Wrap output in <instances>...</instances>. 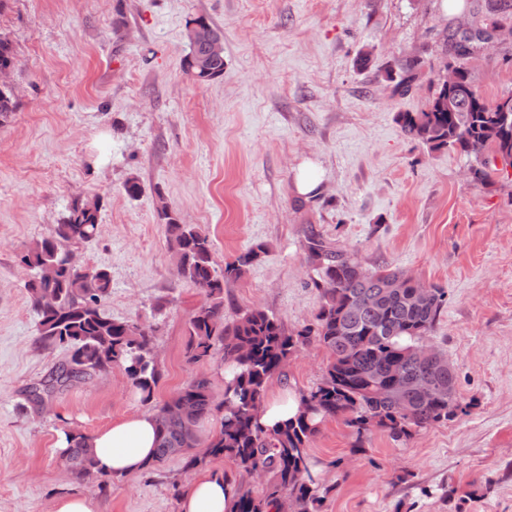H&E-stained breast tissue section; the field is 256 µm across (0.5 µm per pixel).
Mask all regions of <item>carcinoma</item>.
<instances>
[{
    "label": "carcinoma",
    "instance_id": "1",
    "mask_svg": "<svg viewBox=\"0 0 512 512\" xmlns=\"http://www.w3.org/2000/svg\"><path fill=\"white\" fill-rule=\"evenodd\" d=\"M512 29V12L486 3L484 17H465L448 31L447 64L459 73L457 84L437 82L426 107L419 112H400L396 120L403 133L431 150H458L473 158L468 172L483 185L494 182L498 159L512 168V93L489 103L473 84L464 60L489 47L487 34ZM197 53L208 56V80L224 75V56H213L205 44ZM13 45L0 35V69L13 66ZM422 64L407 59L396 90L407 93L418 78ZM17 109L15 96L0 89V124ZM165 221L167 240L181 280L204 294V301L189 319L187 360L198 363L221 354L233 367L224 381V398L215 403L208 379L196 378L156 410L157 448L154 462L179 454L184 468L195 470L209 458H227L250 477L266 478L256 492L240 483L235 512H321L324 503L319 480L311 469L309 441L318 433L319 421L342 417L357 434L353 451L373 427L386 429L396 440L407 439L429 426L448 421L461 408L456 370L440 366L433 358H421L416 350L431 334L446 303L447 292L433 287L425 303L414 305L409 295L415 283L403 288L389 284L405 273L387 266L367 268L354 254L335 247L314 230L306 234L309 258L321 292L322 305L313 325L290 334L274 316L260 308L250 309L224 322V284L243 277L266 248L256 244L217 271L209 236L192 224H182L168 206L158 211ZM100 202L76 199L56 224L54 234L35 241L22 261L36 270L27 285L31 310L36 317L39 341L46 346L65 345L70 358L53 368L43 380L26 390V400L40 405L45 398L85 381L114 366L146 402L153 396L161 373L153 355L154 329L135 321L108 315L104 301L112 278L103 268L76 266L65 259L66 250L90 243L97 237ZM52 295L54 307L42 299ZM311 341L323 346L330 358L325 375L315 387L303 391L297 416L277 432L264 430L256 420L270 379L283 373L288 358ZM429 380L430 392L421 394L411 384ZM391 381L403 387L394 399ZM195 407L184 419L178 412L181 399ZM219 413L220 428L205 450L188 455L199 445L198 428ZM62 457L77 480L91 478L94 470L88 435L65 432Z\"/></svg>",
    "mask_w": 512,
    "mask_h": 512
}]
</instances>
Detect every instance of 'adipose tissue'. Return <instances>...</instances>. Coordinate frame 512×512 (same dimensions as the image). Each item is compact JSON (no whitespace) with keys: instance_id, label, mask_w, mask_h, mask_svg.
Returning a JSON list of instances; mask_svg holds the SVG:
<instances>
[{"instance_id":"adipose-tissue-1","label":"adipose tissue","mask_w":512,"mask_h":512,"mask_svg":"<svg viewBox=\"0 0 512 512\" xmlns=\"http://www.w3.org/2000/svg\"><path fill=\"white\" fill-rule=\"evenodd\" d=\"M156 414L143 412L91 435L96 471L127 477L144 470L156 446ZM235 485L223 472L205 471L191 479L179 499V512H234Z\"/></svg>"}]
</instances>
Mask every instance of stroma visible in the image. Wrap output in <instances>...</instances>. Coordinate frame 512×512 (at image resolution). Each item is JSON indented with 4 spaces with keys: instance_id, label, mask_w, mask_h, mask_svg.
<instances>
[{
    "instance_id": "35a3bbf8",
    "label": "stroma",
    "mask_w": 512,
    "mask_h": 512,
    "mask_svg": "<svg viewBox=\"0 0 512 512\" xmlns=\"http://www.w3.org/2000/svg\"><path fill=\"white\" fill-rule=\"evenodd\" d=\"M199 16L224 37V74L207 83L182 69ZM455 23L443 0H9L0 34L14 47L18 108L0 125V512H52L67 494L98 512H178L174 490L191 477L181 457L82 483L61 460L66 431L155 410L196 377L223 398L219 358L186 360L203 295L177 275L164 205L209 234L216 266L265 246L224 288L228 322L258 307L291 332L313 323L310 229L366 266L447 291L427 341L454 365L466 412L406 440L373 429L359 452L344 420L326 419L309 444L327 470L323 512H512V176L476 184L469 158L430 150L396 121L431 97ZM413 57L422 77L397 93ZM467 66L487 101L512 93V41ZM306 159L322 172L307 198L294 188ZM131 178L143 187L134 199ZM93 196L97 237L73 252L109 270L112 318L155 327L162 377L146 404L115 366L26 413L25 389L69 352L37 339L22 257ZM328 364L310 343L268 388L309 390Z\"/></svg>"
}]
</instances>
